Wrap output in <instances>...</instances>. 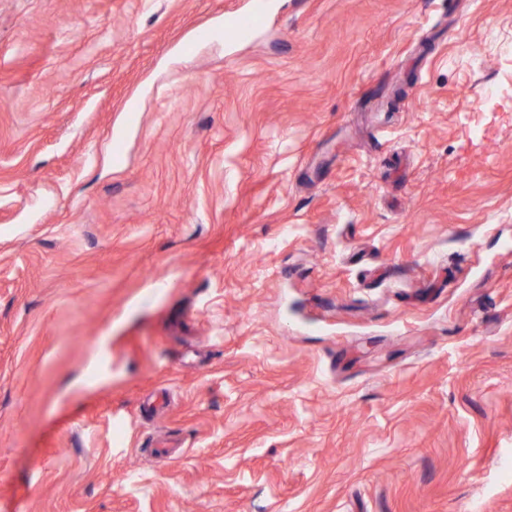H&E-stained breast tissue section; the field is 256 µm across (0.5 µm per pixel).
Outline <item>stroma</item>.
<instances>
[{
  "instance_id": "1",
  "label": "stroma",
  "mask_w": 512,
  "mask_h": 512,
  "mask_svg": "<svg viewBox=\"0 0 512 512\" xmlns=\"http://www.w3.org/2000/svg\"><path fill=\"white\" fill-rule=\"evenodd\" d=\"M248 2L0 0V512H512V0ZM266 8L267 1L252 0L247 11L226 16L224 29L220 31L224 41L228 43L236 42L256 30L255 20L266 15Z\"/></svg>"
}]
</instances>
